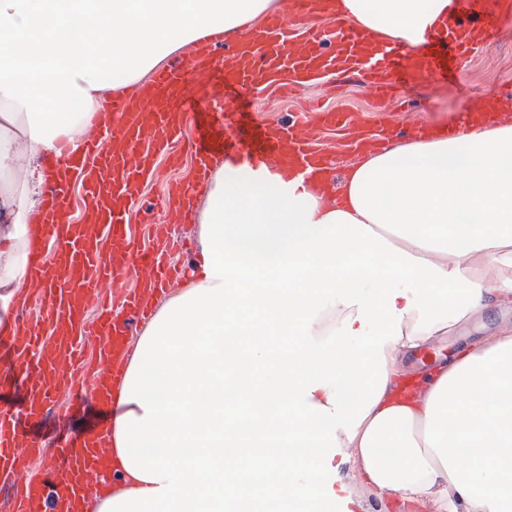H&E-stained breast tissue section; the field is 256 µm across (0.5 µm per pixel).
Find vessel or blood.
<instances>
[{
	"label": "vessel or blood",
	"instance_id": "vessel-or-blood-1",
	"mask_svg": "<svg viewBox=\"0 0 512 512\" xmlns=\"http://www.w3.org/2000/svg\"><path fill=\"white\" fill-rule=\"evenodd\" d=\"M330 2L288 0L285 12L248 25L241 34L203 33L187 57L155 70L135 94L113 95L92 114L78 147H63L62 157L52 159L37 221L38 258L31 286L16 302L22 316L10 339L9 368L24 386L27 418L53 419L63 398L73 408L89 402L107 411L108 383L121 376L132 321L147 318L154 300L184 276L170 261L177 246L170 226L193 217V199L216 164L243 160L261 176L286 168L306 183L341 177L339 159L314 148L312 125L248 123L236 110L237 95L272 86L306 90L314 75L327 73L337 82L362 84L380 103L402 82L447 79L451 53L488 40L493 32L494 0H466L465 11L449 17L446 34L412 49L403 70L397 44H368L330 11ZM318 15L329 28L314 24ZM189 70L218 77L222 98H194L185 83ZM429 129L420 121L377 136L412 141ZM185 151L193 158L189 179L167 191V221L153 227V252L139 251L128 227L140 186L155 175L159 156L175 163ZM74 179L84 189L78 224L67 218ZM91 310L97 314L92 322L86 318ZM90 349L96 355L92 363L86 359ZM107 432V426L96 425L60 442L65 474L49 483L32 468L45 441L23 437L18 417L0 406V486L11 492L9 512H80L98 485L93 468Z\"/></svg>",
	"mask_w": 512,
	"mask_h": 512
}]
</instances>
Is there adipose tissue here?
<instances>
[{"label": "adipose tissue", "mask_w": 512, "mask_h": 512, "mask_svg": "<svg viewBox=\"0 0 512 512\" xmlns=\"http://www.w3.org/2000/svg\"><path fill=\"white\" fill-rule=\"evenodd\" d=\"M451 0H337L414 47ZM269 0H0V334L35 259L32 163L77 140L109 74L135 84ZM188 284L149 321L112 396L94 512H334L336 449L378 497L512 512V332L416 382L409 353L512 303V124L384 148L326 206L224 165ZM178 467H171V459Z\"/></svg>", "instance_id": "adipose-tissue-1"}]
</instances>
